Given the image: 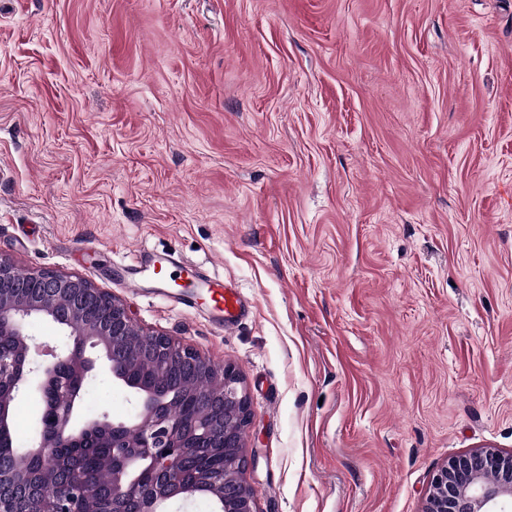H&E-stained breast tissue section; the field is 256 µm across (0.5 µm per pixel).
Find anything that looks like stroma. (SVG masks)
I'll return each instance as SVG.
<instances>
[{
    "mask_svg": "<svg viewBox=\"0 0 512 512\" xmlns=\"http://www.w3.org/2000/svg\"><path fill=\"white\" fill-rule=\"evenodd\" d=\"M142 251L249 316L126 287ZM0 255L233 365L258 512H422L512 451V0H0ZM158 266L175 268L178 277L185 276L192 279L197 288L205 289V294L210 299L212 320L218 329L224 330L238 325L247 314L242 296L237 288L224 286V281L212 277L208 278L200 274L198 269L182 265L170 253L140 252L135 258L134 265L129 268H117L123 271H135L140 274L148 272L153 278Z\"/></svg>",
    "mask_w": 512,
    "mask_h": 512,
    "instance_id": "obj_1",
    "label": "stroma"
}]
</instances>
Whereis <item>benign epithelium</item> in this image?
Wrapping results in <instances>:
<instances>
[{"label": "benign epithelium", "instance_id": "benign-epithelium-1", "mask_svg": "<svg viewBox=\"0 0 512 512\" xmlns=\"http://www.w3.org/2000/svg\"><path fill=\"white\" fill-rule=\"evenodd\" d=\"M43 319L68 338L61 348L35 344L27 329ZM16 352L0 356V438L11 439L12 406L26 386L38 395V436L25 452L0 456V512H92L84 470L62 468L58 449L95 438L112 449L105 489L110 512H169L175 502L206 496L218 512H256L245 478L244 435L251 409L235 368L214 367L198 352L140 328L125 305L90 280L51 270L19 274L0 255V339ZM41 358L33 367L35 358ZM105 361L112 381L134 397L132 421L83 416L78 390ZM205 383L203 407L182 413L192 392L174 380ZM224 449V470L187 484L181 470L202 449ZM512 504V452L481 448L455 456L434 476L423 512H507Z\"/></svg>", "mask_w": 512, "mask_h": 512}]
</instances>
